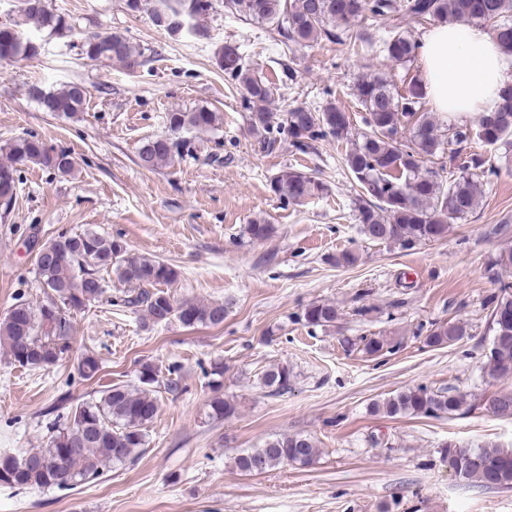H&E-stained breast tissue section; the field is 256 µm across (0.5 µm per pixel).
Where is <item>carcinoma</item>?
Here are the masks:
<instances>
[{
    "mask_svg": "<svg viewBox=\"0 0 512 512\" xmlns=\"http://www.w3.org/2000/svg\"><path fill=\"white\" fill-rule=\"evenodd\" d=\"M133 12L150 11L155 21L170 31L179 30L191 18L205 15L211 0H127ZM231 13L258 24H269L284 42L309 46L326 40L339 44L373 46L372 39L355 30L362 21L383 20L389 30L380 48L396 63L415 58L418 45L405 29V22H495V38L501 49L512 56V0H224ZM21 22H31L56 34L72 31L67 19L48 9L46 0H21ZM20 22L0 25V61H17L34 56L36 43L22 37ZM85 58L115 60L129 67L139 63L142 49L120 33L87 35L80 45ZM218 63L235 79L251 109L250 129L258 143L272 149L285 134L299 153L313 149V142L327 136L340 141L351 130L349 114L333 103L322 110L295 106L282 113L269 108L274 95L271 83L257 77L246 64L239 48L224 47ZM30 95L45 112L71 117L83 111L88 90L71 83L54 91L37 85ZM354 96L364 115L362 141L345 155L347 168L357 180L360 193L356 217L360 232L368 239L411 250L425 242L439 241L450 226L466 217L478 204L480 181L499 176V169L484 154L466 152L476 142L493 148L512 136V82L501 92L493 112L479 115L475 125L448 128V138L440 134L433 117L419 112L424 99L418 79L409 82L406 93H399L383 73H373L354 86ZM173 132L209 131L218 123L217 113L201 107L192 112L175 111L166 116ZM412 124V140L401 138L403 123ZM190 149L188 141L159 136L139 149V165L155 170L174 163ZM449 153L454 169L442 175L427 162L438 153ZM5 160L0 162V206L9 207L17 194V173L31 165L51 169L61 175L74 171L75 161L64 150L48 147L35 135L18 136L0 146ZM271 191L283 201L295 204L313 198L325 185L313 175L293 167L278 171L270 181ZM270 224L247 225L253 241L271 237ZM46 255L36 261L43 301L34 306L17 300L0 319V347L6 356L22 367L45 370L56 365L70 350L69 314L99 301L107 292L105 275H116L120 284L133 291L117 304L138 312L142 325L150 328L173 320L182 326H218L224 322L227 306L220 302L184 299L178 301L164 287L173 283L177 272L168 263L128 252L119 238L93 229L81 233L61 232L43 244ZM490 331L493 341L484 369L498 378L512 377V283L500 282L498 292L488 298ZM300 320L311 328L330 327L338 312L332 303H311ZM462 322L419 327L417 335L428 347L452 346L466 336ZM397 348L384 336L363 340L361 351L382 356ZM100 370L99 361L86 353L78 360V372L91 378ZM161 367L142 363L137 370L138 385L112 384L78 403L62 394L48 413L50 436L43 448L20 454L0 453V484L18 488L72 489L97 477L112 463L124 464L137 449L145 446L147 429L156 419L160 402L154 385ZM292 371L277 365L263 375L271 394L288 391ZM482 410L502 417L512 410V390H501L483 397ZM470 409L466 395L434 391L425 386L405 388L371 406L375 414L427 418L450 417ZM236 412V405L220 395L209 404V417L221 420ZM318 455L315 442L301 434H281L259 448H251L235 458L236 467L249 474L267 472L277 466L311 465ZM448 467L473 479L485 488H512V449L487 446L462 450L449 444L444 449Z\"/></svg>",
    "mask_w": 512,
    "mask_h": 512,
    "instance_id": "carcinoma-1",
    "label": "carcinoma"
}]
</instances>
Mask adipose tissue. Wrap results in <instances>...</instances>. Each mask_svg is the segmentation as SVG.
<instances>
[{"label": "adipose tissue", "mask_w": 512, "mask_h": 512, "mask_svg": "<svg viewBox=\"0 0 512 512\" xmlns=\"http://www.w3.org/2000/svg\"><path fill=\"white\" fill-rule=\"evenodd\" d=\"M421 80L433 111L443 115L494 111L512 66L496 39L474 24H442L421 42Z\"/></svg>", "instance_id": "adipose-tissue-1"}]
</instances>
